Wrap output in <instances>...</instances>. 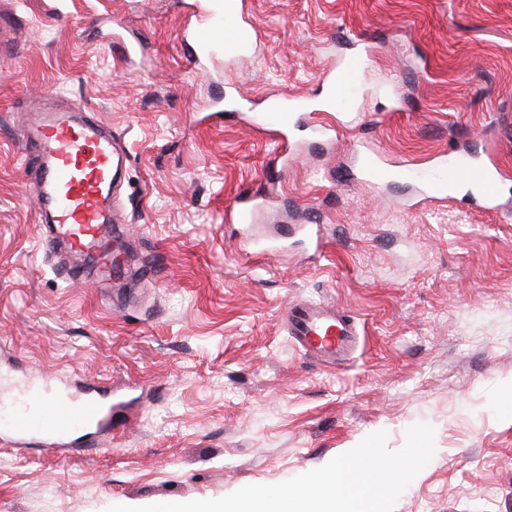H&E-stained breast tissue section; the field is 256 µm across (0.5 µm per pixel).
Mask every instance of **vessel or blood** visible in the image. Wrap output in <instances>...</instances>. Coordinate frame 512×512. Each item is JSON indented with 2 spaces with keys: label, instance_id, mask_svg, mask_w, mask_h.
<instances>
[{
  "label": "vessel or blood",
  "instance_id": "vessel-or-blood-1",
  "mask_svg": "<svg viewBox=\"0 0 512 512\" xmlns=\"http://www.w3.org/2000/svg\"><path fill=\"white\" fill-rule=\"evenodd\" d=\"M193 35V56L207 58L228 48L243 51L251 33L226 16L222 0H207ZM328 102L348 103L365 89L361 56L350 57L341 74L326 75ZM26 151V177L38 189V203L45 222L40 239L45 253L66 258L70 279L93 278L102 286L127 279L130 272L119 247L112 243L113 200L119 172L126 162L123 147L96 120L60 110L19 131ZM360 172L365 179L384 181L396 176L421 177V203L441 199L448 182L470 184L486 202L498 195V177L456 158H446L431 170L416 173L398 165L386 168L382 159L363 155ZM270 203L258 193H240L224 211L238 223L250 221ZM288 333L306 350L332 359L353 344L358 327L353 317L333 305L310 303L291 307ZM112 425V392L97 383L81 385L75 392L61 390L46 379L36 388L13 384L0 386V439L16 445H33L52 455L74 448L93 447L102 429Z\"/></svg>",
  "mask_w": 512,
  "mask_h": 512
}]
</instances>
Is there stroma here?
Segmentation results:
<instances>
[{
	"instance_id": "1",
	"label": "stroma",
	"mask_w": 512,
	"mask_h": 512,
	"mask_svg": "<svg viewBox=\"0 0 512 512\" xmlns=\"http://www.w3.org/2000/svg\"><path fill=\"white\" fill-rule=\"evenodd\" d=\"M237 2L249 49L201 69L183 39L192 0H0L15 29L0 47V362L106 383L123 403L99 447L0 444V512L221 498L376 432L399 451L417 424L437 455L394 512H512V420L494 409L512 381V0ZM357 35L367 91L324 113L334 140L281 146L229 115L204 121L227 84L253 114L304 111ZM47 97L124 143L126 260L160 279L73 282L45 254L16 131ZM358 143L421 169L448 154L498 167L499 197L412 208L418 183L366 182ZM246 190L273 201L248 238L224 221ZM296 224L324 225L330 245L307 251ZM300 302L355 318L348 360L294 345Z\"/></svg>"
}]
</instances>
